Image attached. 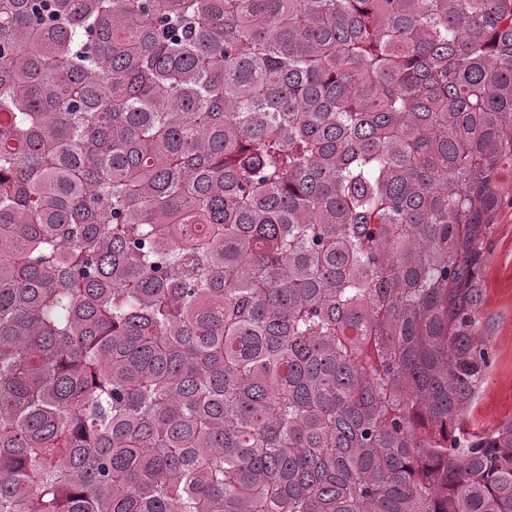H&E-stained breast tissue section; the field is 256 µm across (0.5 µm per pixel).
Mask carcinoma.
<instances>
[{
	"label": "carcinoma",
	"instance_id": "1",
	"mask_svg": "<svg viewBox=\"0 0 512 512\" xmlns=\"http://www.w3.org/2000/svg\"><path fill=\"white\" fill-rule=\"evenodd\" d=\"M507 164L512 0H0V512H512ZM492 223L480 264L483 301L476 332L486 342L491 361L466 409L469 421L486 429L512 418V208L500 209Z\"/></svg>",
	"mask_w": 512,
	"mask_h": 512
}]
</instances>
